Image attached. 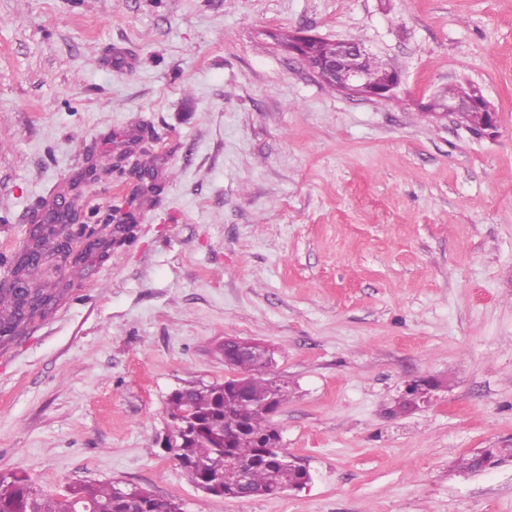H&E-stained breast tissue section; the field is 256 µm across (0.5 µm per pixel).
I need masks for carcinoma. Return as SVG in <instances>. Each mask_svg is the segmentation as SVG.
<instances>
[{
  "label": "carcinoma",
  "instance_id": "cac0c4a2",
  "mask_svg": "<svg viewBox=\"0 0 512 512\" xmlns=\"http://www.w3.org/2000/svg\"><path fill=\"white\" fill-rule=\"evenodd\" d=\"M300 52L314 63L333 54L335 45L315 39L306 42ZM363 69L373 86L383 85L390 78L389 67L375 57L366 58ZM480 112L482 108L472 106L458 112V116L470 130L478 131L483 122ZM106 228L105 224L42 227L41 234L28 244L38 249L41 262L30 265L23 253L15 261V266L25 275L24 290L0 286L1 343L18 334L23 324L19 314L25 305H31L34 314L39 303L56 297L50 283L38 277L49 261H56V270L64 267L74 273L80 270L81 260H72L61 253L57 245L60 235L92 236ZM236 369L240 373L238 382L243 385L240 391L233 383L227 386L203 383L170 395L168 435L182 442V447L172 449L179 466L193 484L205 486L208 494L222 499L236 489L237 467L241 465L248 468L250 486L257 495L279 484L302 482L306 472L291 466L288 454L268 453L263 440L271 426V414L288 400V387L276 385L267 365L259 358L239 360ZM429 386L428 380L413 383L398 401L397 411L404 413L418 406ZM134 504L141 512H182L179 503L158 502L151 493L136 486L125 487L123 498L113 484L73 486L60 497L37 489L24 471L0 474V512H128Z\"/></svg>",
  "mask_w": 512,
  "mask_h": 512
}]
</instances>
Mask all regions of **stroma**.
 I'll list each match as a JSON object with an SVG mask.
<instances>
[{
    "mask_svg": "<svg viewBox=\"0 0 512 512\" xmlns=\"http://www.w3.org/2000/svg\"><path fill=\"white\" fill-rule=\"evenodd\" d=\"M299 32L363 44L396 99L329 89ZM460 81L495 132L433 110ZM130 196L0 344V474L185 512H512V0H0V277L45 204ZM228 339L272 352L304 487L213 498L160 447L172 391L234 376ZM128 224H110L109 235L105 238L99 237H73L62 238L61 244L64 250L69 252L72 257L85 259L87 256L98 253L106 248L113 239H116V233L126 229Z\"/></svg>",
    "mask_w": 512,
    "mask_h": 512,
    "instance_id": "obj_1",
    "label": "stroma"
}]
</instances>
